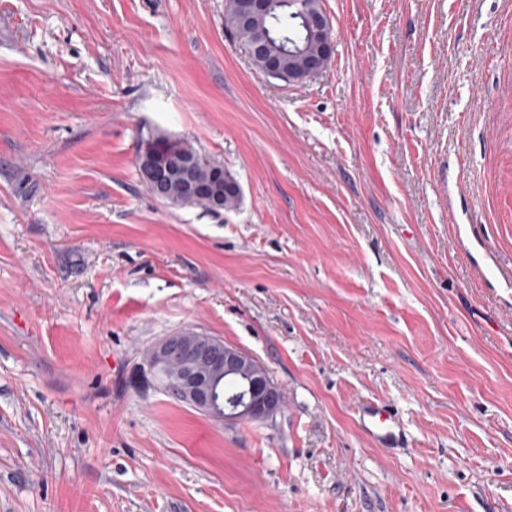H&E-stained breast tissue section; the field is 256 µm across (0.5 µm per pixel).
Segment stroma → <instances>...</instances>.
<instances>
[{"label":"stroma","mask_w":512,"mask_h":512,"mask_svg":"<svg viewBox=\"0 0 512 512\" xmlns=\"http://www.w3.org/2000/svg\"><path fill=\"white\" fill-rule=\"evenodd\" d=\"M323 8L286 84L226 0H0V512H512V0ZM147 132L239 209L149 195ZM182 329L258 358L276 421L167 397ZM309 22L313 37L317 38L321 42L320 53L316 58L309 62L306 70V73H311V75H314L321 71L322 62L332 58L334 53V43L332 38L331 21L326 13L312 15L309 18ZM329 64L330 61L326 63L323 70L326 69ZM362 426L365 433L380 446L391 448L399 443L402 429L399 420L384 407L363 408Z\"/></svg>","instance_id":"35a3bbf8"}]
</instances>
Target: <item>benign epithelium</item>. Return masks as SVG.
I'll return each mask as SVG.
<instances>
[{
	"label": "benign epithelium",
	"mask_w": 512,
	"mask_h": 512,
	"mask_svg": "<svg viewBox=\"0 0 512 512\" xmlns=\"http://www.w3.org/2000/svg\"><path fill=\"white\" fill-rule=\"evenodd\" d=\"M313 37L321 42V51L312 59L307 72L321 71V63L332 58L334 43L331 21L327 14L309 18ZM203 159H188L172 148L168 160L146 149L138 156L143 180L162 191L170 171L180 168L189 171ZM148 367L163 373L176 368L175 375L164 387L190 406L224 421L264 423L281 412L283 401L277 385L269 378L264 365L255 357L224 343V341L191 329L174 332L159 340L150 350ZM241 377L247 380L236 396L217 400L215 383L220 378Z\"/></svg>",
	"instance_id": "7a95c632"
}]
</instances>
